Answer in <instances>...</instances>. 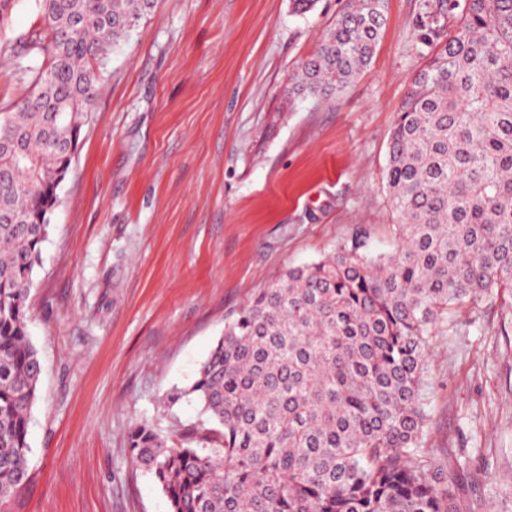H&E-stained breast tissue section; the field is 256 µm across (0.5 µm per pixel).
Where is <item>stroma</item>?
Wrapping results in <instances>:
<instances>
[{"mask_svg":"<svg viewBox=\"0 0 512 512\" xmlns=\"http://www.w3.org/2000/svg\"><path fill=\"white\" fill-rule=\"evenodd\" d=\"M346 0L298 16L289 0H156L117 48L58 189L28 325L42 364L29 478L6 512H169L127 435L178 436L190 385L227 314L291 266L365 225L397 246L386 182L401 102L427 56L424 0H388L369 69L329 100L288 102L292 75ZM38 23L21 0L0 55V112L25 91L18 65ZM425 458L461 512H512V289L454 309L427 354Z\"/></svg>","mask_w":512,"mask_h":512,"instance_id":"1","label":"stroma"}]
</instances>
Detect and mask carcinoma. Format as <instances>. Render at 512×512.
Segmentation results:
<instances>
[{"label":"carcinoma","instance_id":"carcinoma-1","mask_svg":"<svg viewBox=\"0 0 512 512\" xmlns=\"http://www.w3.org/2000/svg\"><path fill=\"white\" fill-rule=\"evenodd\" d=\"M19 0H0V53ZM20 65L29 91L0 112V508L29 477L41 375L27 329L49 215L111 51L155 0H36ZM387 0H347L286 96L332 97L370 65ZM430 59L388 144L399 243L375 255L356 230L289 268L224 321L192 397L211 435L128 436L169 512H459L423 459L426 365L448 312L512 288V0H425ZM449 16L453 26L439 24ZM208 447L197 446L198 440Z\"/></svg>","mask_w":512,"mask_h":512}]
</instances>
